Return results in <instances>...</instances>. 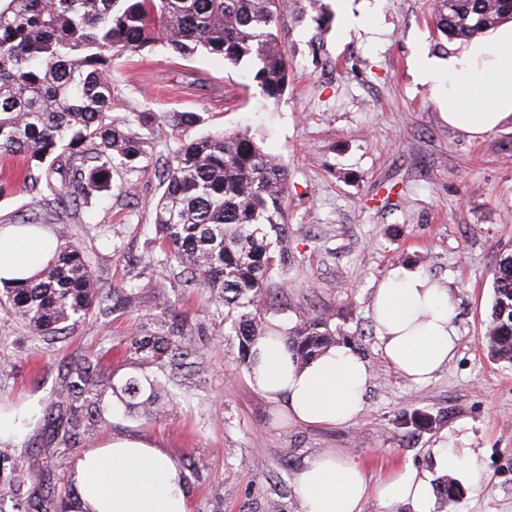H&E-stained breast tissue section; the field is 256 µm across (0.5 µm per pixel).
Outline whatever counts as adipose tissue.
<instances>
[{
    "label": "adipose tissue",
    "mask_w": 512,
    "mask_h": 512,
    "mask_svg": "<svg viewBox=\"0 0 512 512\" xmlns=\"http://www.w3.org/2000/svg\"><path fill=\"white\" fill-rule=\"evenodd\" d=\"M446 69L445 97L451 127L475 138L512 124V22L471 39L446 64L419 59L416 82L435 80ZM57 243L48 231L28 224L0 227V281L18 285L40 271ZM455 299L428 276L394 270L379 284L372 303L376 333L389 364L414 383L428 382L452 359L458 342ZM251 385L283 402L289 417L310 426L354 423L362 414L371 381L365 362L336 346L307 364L298 363L279 335L258 340L251 351ZM83 512H193L182 470L158 445L115 437L80 454L74 463ZM302 512H363L375 499L381 512L408 503L431 512L433 488L405 467L370 482L354 459L333 451L315 456L295 480Z\"/></svg>",
    "instance_id": "1"
}]
</instances>
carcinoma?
Wrapping results in <instances>:
<instances>
[{
    "label": "carcinoma",
    "instance_id": "obj_1",
    "mask_svg": "<svg viewBox=\"0 0 512 512\" xmlns=\"http://www.w3.org/2000/svg\"><path fill=\"white\" fill-rule=\"evenodd\" d=\"M287 10L288 0H0V153L24 161L23 184L38 203L76 213L108 195L113 175L145 170V134H159L151 112L128 122L112 117L110 51L161 43L176 56L207 53L241 68L271 102L288 85V54L277 35ZM511 20L512 0H436L434 8V24L449 39ZM158 176L152 262L190 271L186 285L208 293L207 312L224 318L247 366L262 335L258 310L272 300L273 262L288 261L287 251H273L288 237V225L276 220L288 169L247 133L215 132L179 147ZM138 288L103 292L81 245L67 242L34 280L6 289L0 305L54 340L106 301L131 302ZM156 321L153 333L132 337L125 351L142 366L177 370L192 354L183 329L168 307ZM481 342L491 359L512 364V253L497 263ZM287 344L305 364L336 344V331L315 315L288 333ZM109 390L130 415L157 416L174 404L163 378L131 373L116 383L85 357L63 377L68 405L50 408L44 420L63 418L68 438H86L106 422ZM56 454L51 439L19 458L0 450V466H8L0 497L12 496L17 512H70L72 487L60 493L31 482Z\"/></svg>",
    "mask_w": 512,
    "mask_h": 512
}]
</instances>
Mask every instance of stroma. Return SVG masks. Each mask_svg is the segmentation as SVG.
<instances>
[{
  "instance_id": "1",
  "label": "stroma",
  "mask_w": 512,
  "mask_h": 512,
  "mask_svg": "<svg viewBox=\"0 0 512 512\" xmlns=\"http://www.w3.org/2000/svg\"><path fill=\"white\" fill-rule=\"evenodd\" d=\"M433 9L434 0H288L278 40L289 83L268 104L206 54L174 56L157 44L112 55L113 116L136 108L163 122L148 143L152 161L217 131H246L287 166L290 262L274 269L277 299L261 317L282 335L329 317L371 371L364 414L309 427L251 388L236 340L205 311V291L149 262L151 204L162 192L154 170L128 175L126 192L74 219L36 205L20 160L0 155L1 223L38 218L59 241L79 242L104 291L142 282L130 304L94 313L60 340L33 335L0 309V408L33 411L12 454L45 440L43 413L70 362L96 357L106 372L124 373L130 336L154 330L169 303L200 364L176 409L161 419L112 410L92 441L59 444L58 476H70L88 446L135 436L179 462L194 512H301L295 478L321 452L361 462L374 482L410 466L436 485L444 474L434 451L453 448L477 459L481 478L463 482L458 502L435 499L433 512H512V366L489 360L480 343L495 266L512 251V127L471 139L443 115L446 79L414 81L417 53L444 58L462 46L437 32ZM184 112L192 123L181 122ZM394 269L437 279L455 297L457 350L422 386L387 362L371 317L373 294ZM414 410L438 416L437 425L403 427L400 416Z\"/></svg>"
}]
</instances>
